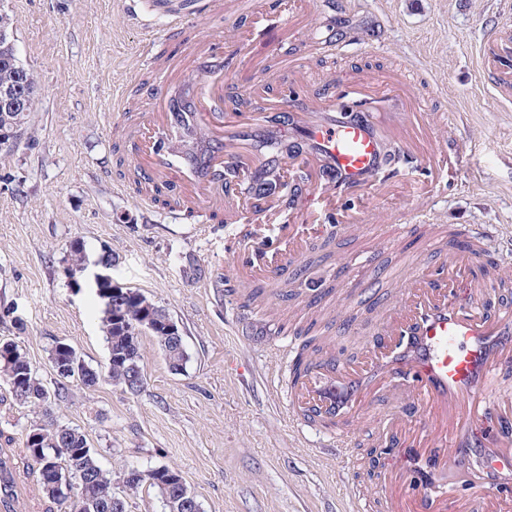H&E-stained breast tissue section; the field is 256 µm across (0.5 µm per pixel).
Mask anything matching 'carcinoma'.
Returning <instances> with one entry per match:
<instances>
[{
	"label": "carcinoma",
	"instance_id": "cac0c4a2",
	"mask_svg": "<svg viewBox=\"0 0 512 512\" xmlns=\"http://www.w3.org/2000/svg\"><path fill=\"white\" fill-rule=\"evenodd\" d=\"M19 66L20 61L13 48L0 46V95L9 93L23 97L31 108L35 84L21 81ZM103 287L119 291V294L104 302L100 317L108 350L107 371L100 373L87 364L74 347L66 349L63 342L58 341L50 350V362L54 364L63 357L71 361L73 367L71 373L57 379L56 384L63 387L66 382L75 379L85 387L92 388L105 376L117 384L127 385L130 373L142 370L141 341L140 337L133 336V331L150 323L155 325L150 334L160 345L171 370H182L186 360L185 348L172 343L165 331V320L170 318L167 311L136 290L121 288L110 282L103 284ZM295 331L304 337L302 353H315L322 349L323 336L313 332V325L298 326ZM0 380L8 387L18 405L34 411L51 397L49 388L39 378L26 353L12 338H0ZM27 448L30 457L39 465L42 488L53 503L62 505L64 501L54 479L48 474L51 468L78 476L77 494L96 503V509L90 512H114L112 500L101 496L104 486L112 484V474L99 465L83 431L61 425L49 417L45 423L34 425L27 434ZM170 471L172 468L167 465L152 467L150 474L141 481L132 478L133 471L129 470L124 475L123 483L132 490L146 485L164 501L177 491L176 486L168 482Z\"/></svg>",
	"mask_w": 512,
	"mask_h": 512
}]
</instances>
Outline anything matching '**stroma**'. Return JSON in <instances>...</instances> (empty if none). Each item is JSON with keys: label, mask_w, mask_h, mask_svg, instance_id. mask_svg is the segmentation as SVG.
I'll list each match as a JSON object with an SVG mask.
<instances>
[{"label": "stroma", "mask_w": 512, "mask_h": 512, "mask_svg": "<svg viewBox=\"0 0 512 512\" xmlns=\"http://www.w3.org/2000/svg\"><path fill=\"white\" fill-rule=\"evenodd\" d=\"M196 2L0 0L36 88L21 137L0 152V336L17 339L49 386L56 378L49 351L58 340L104 369L103 302L85 281L112 251L113 282L164 308L187 352L184 369L171 371L155 339L143 335L147 382L140 392L108 380L92 389L73 382L54 407L61 424L87 435L129 512H163L154 490L132 493L122 483L128 469L159 465L181 472L201 512H352L356 495L377 490L366 477L367 451L391 411L354 414L351 460L327 454L325 430L289 409L298 340L283 322L336 315L351 326L337 347L353 358L376 317L370 303L395 301L406 277L436 266L428 245L436 225H484L496 250L512 242V104L490 106L492 90L480 82L475 60L483 39L512 31V0H329L321 9L308 0H273L272 19L249 34L248 55L224 64L225 91L242 98V111L254 109L244 95L257 78L274 87L294 79L278 58L293 28L313 45L305 54L309 98L321 94L320 76L329 70L346 86L410 70L421 93L384 104L381 138L391 141L407 113H446L443 134L456 170L421 175L404 162L385 186L357 191L334 208L319 202V221L343 224L361 210L369 229L314 244L309 263L288 280L286 302L257 296L251 316L238 295L213 291L215 280L233 278L241 225L177 219L164 205L145 207L134 184L114 183L124 151L112 100L150 79L149 50L179 51L178 42L162 39L169 20L190 17L193 38L217 25L228 36L241 30L236 21L195 17ZM397 212L411 233L395 234ZM75 243L86 269L73 279L64 268ZM18 317L25 331L15 329ZM36 419L0 384V449L10 453L25 492L19 512L51 507L25 447Z\"/></svg>", "instance_id": "stroma-1"}]
</instances>
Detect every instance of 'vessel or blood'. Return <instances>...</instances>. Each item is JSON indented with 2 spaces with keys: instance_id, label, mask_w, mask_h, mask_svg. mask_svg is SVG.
Returning a JSON list of instances; mask_svg holds the SVG:
<instances>
[{
  "instance_id": "1",
  "label": "vessel or blood",
  "mask_w": 512,
  "mask_h": 512,
  "mask_svg": "<svg viewBox=\"0 0 512 512\" xmlns=\"http://www.w3.org/2000/svg\"><path fill=\"white\" fill-rule=\"evenodd\" d=\"M202 15L233 13L249 24L267 20L269 0H198ZM170 34L183 35L178 55L152 58L158 77L137 83L131 95L135 111L123 115V141L129 151L125 179L143 186L145 205L158 193L171 194L177 211L191 212L202 222L237 223L244 203L224 185L226 169L252 170L259 153L240 149L244 135L240 116L224 109V62L246 53L240 38L228 39L215 28L201 39L186 38L182 18L173 19ZM478 71L493 90V104L512 99V37L480 42ZM303 83L273 104L282 112H308ZM378 99L349 102L339 83L328 80L320 98L321 117L303 123L306 155L298 169L325 163L297 219L285 221L278 204L263 198L255 206L246 235L250 279L277 281L281 269L297 262L310 245L303 225L316 221L318 200L335 203L352 191L370 186L386 171L372 112ZM187 113L202 151L190 155L175 145L161 146L174 113ZM446 144L431 139L428 151L415 155L416 170L446 158ZM277 237L280 248L269 255L266 240ZM443 250L461 244L476 256L487 239L484 227L462 224L438 229ZM512 373V279L484 264L441 269L429 279L407 282L397 305L387 307L377 323L360 363L345 361L328 345L318 361L293 383L295 411L324 426L336 447L347 444L345 424L353 412L368 409L376 396L392 400L394 417L382 439L392 450L390 464L407 498H390L391 512H512V499L497 501L499 486L512 482V405L494 396L498 378ZM470 461L485 473L465 502L453 484L436 483L439 474L454 472ZM21 493L8 451L0 450V512H19Z\"/></svg>"
}]
</instances>
